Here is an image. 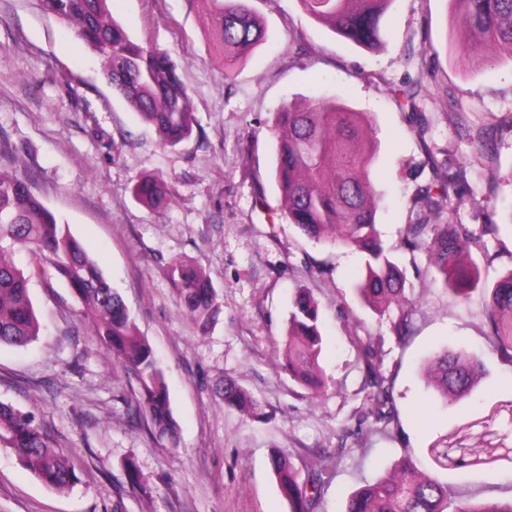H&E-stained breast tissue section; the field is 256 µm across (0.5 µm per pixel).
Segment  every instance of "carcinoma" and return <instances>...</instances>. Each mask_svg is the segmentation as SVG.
I'll return each mask as SVG.
<instances>
[{
	"label": "carcinoma",
	"mask_w": 512,
	"mask_h": 512,
	"mask_svg": "<svg viewBox=\"0 0 512 512\" xmlns=\"http://www.w3.org/2000/svg\"><path fill=\"white\" fill-rule=\"evenodd\" d=\"M224 52L225 74L231 75L244 54L267 37L260 19L244 0H208ZM313 20L359 46L373 48L385 36L384 15L395 0H298ZM467 30L458 45L461 58L473 61L484 45L512 59V0H452ZM43 10L71 26L104 62L112 85L158 132L160 144L175 147L188 139L197 120L189 96L170 55L157 47L138 44L111 16L108 0H40ZM275 177L290 223L307 238L354 248L365 256V275L356 293L380 316L395 308L393 322L401 335L408 331L403 310L406 278L392 250L382 242L376 224L378 193L372 179L376 145L372 127L347 103L300 109L289 103L276 113ZM134 195L159 209L168 201L166 181L160 175L139 179ZM470 199L466 173L448 171L446 179L421 187L412 200L418 210L448 209L445 224L406 225L405 244L425 253L429 265L441 276L453 296L463 294L458 284L476 282L474 260L461 261L473 247L488 253V242L497 239L496 224H463L459 210ZM20 250L32 257V273L48 271L63 280L82 306V314L102 344L133 375L140 389L137 410L161 438L177 446V427L168 388L151 346L136 331L126 304L98 265L84 251L69 226L36 196L28 183L11 172L0 171V345L24 347L39 336L40 325L29 297L30 274L18 267ZM170 279L178 307L205 326L219 308L211 280L195 264L175 260ZM485 318L489 337L501 357L512 362V270L501 275L487 291ZM319 309L302 290L293 300L282 356L293 379L319 397L327 380L320 366L322 336ZM369 406L363 418L385 427L398 421L392 381L382 372V343L362 348ZM484 372L481 358L463 350H445L428 363L429 378L443 398L461 399L470 394ZM224 404L262 417L259 402L235 383L222 388ZM441 448L428 449L431 466L422 467L407 452L388 475L356 490L345 512H512V500L459 504L440 471L472 467L489 474L512 470V448H462L451 456L448 438ZM0 447L10 448L21 465L57 491L73 488L75 468L60 449L56 437L35 411L0 401ZM271 469L288 499L290 512H314L325 483V471L304 480L287 456L277 452Z\"/></svg>",
	"instance_id": "1"
}]
</instances>
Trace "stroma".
Here are the masks:
<instances>
[{
    "label": "stroma",
    "mask_w": 512,
    "mask_h": 512,
    "mask_svg": "<svg viewBox=\"0 0 512 512\" xmlns=\"http://www.w3.org/2000/svg\"><path fill=\"white\" fill-rule=\"evenodd\" d=\"M269 38L226 76L206 0H108L112 17L138 42L178 65L198 125L189 140L159 136L112 86L101 60L39 0H0V169L26 180L121 294L137 330L157 352L169 387L178 443L132 415L134 377L110 359L81 305L56 277L36 276L30 296L36 341L0 346V401L35 410L75 465L78 482L53 490L0 447V512H289L269 457L289 455L300 476L330 480L315 512H341L352 492L375 481L405 451L512 448V363L487 337L484 289L512 269V60L463 65L462 24L452 0H395L376 50L348 42L309 18L297 0H249ZM415 89L414 107L391 88ZM376 131L373 165L382 196L378 229L406 275L411 332L353 293L362 257L316 242L290 224L274 177V116L282 105L337 100ZM419 112L424 134L411 119ZM493 133L494 156L478 137ZM463 167L477 202L465 224L499 225L478 257L481 286L448 294L423 252L404 246L417 223L421 186ZM163 176L166 208L136 200L133 184ZM210 277L220 310L208 328L183 313L171 261ZM320 307L329 381L311 398L281 366L294 295ZM384 338V373L394 381L398 422L388 429L354 417L368 391L361 348ZM482 354L483 377L459 400H443L426 362L444 348ZM235 380L264 419L225 406L218 389ZM134 463L143 483L132 489ZM458 500L512 499V475L444 473Z\"/></svg>",
    "instance_id": "35a3bbf8"
}]
</instances>
